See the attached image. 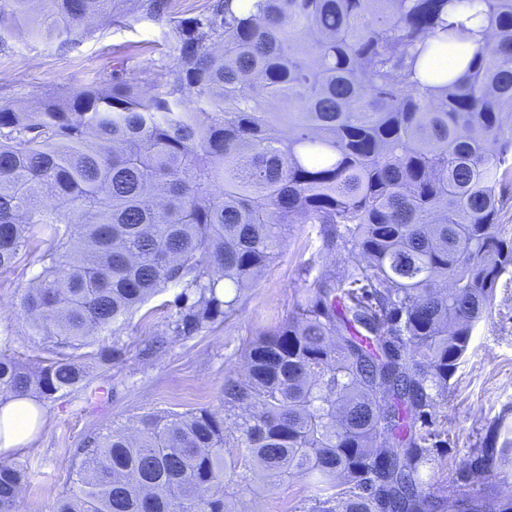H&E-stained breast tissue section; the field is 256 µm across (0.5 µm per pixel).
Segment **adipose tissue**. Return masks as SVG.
<instances>
[{"mask_svg":"<svg viewBox=\"0 0 512 512\" xmlns=\"http://www.w3.org/2000/svg\"><path fill=\"white\" fill-rule=\"evenodd\" d=\"M45 425L41 407L26 395H0V457L24 453Z\"/></svg>","mask_w":512,"mask_h":512,"instance_id":"obj_1","label":"adipose tissue"}]
</instances>
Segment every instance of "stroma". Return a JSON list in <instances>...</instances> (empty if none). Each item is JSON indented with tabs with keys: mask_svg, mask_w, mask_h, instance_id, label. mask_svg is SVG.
<instances>
[{
	"mask_svg": "<svg viewBox=\"0 0 512 512\" xmlns=\"http://www.w3.org/2000/svg\"><path fill=\"white\" fill-rule=\"evenodd\" d=\"M138 0H116L114 21L93 32L70 35L65 46L17 34L0 38V104H35L78 88L103 86L121 67L129 81L149 88L170 64L173 33L143 17ZM341 252L322 251L310 224L286 231L278 259L245 291L238 312L221 328L191 336L175 335L166 305L167 289L153 297L120 336L105 332L76 350L89 365L87 389L43 401L46 425L16 461L29 475L16 512H51L62 494L75 492L72 453L90 433L132 422L146 412H186L221 408L224 379L243 373L241 352L251 335L278 325L290 310L307 275L342 264ZM36 269L19 262L0 271V352L24 364L50 357L52 345L20 310ZM119 342L118 360L99 361L101 348ZM512 426V266L501 275L493 303L477 325L470 349L448 382V406L437 428L447 430L446 446L423 478L443 487L463 460L484 445L491 423ZM305 480L271 481L261 495L236 491L239 512H302L314 496Z\"/></svg>",
	"mask_w": 512,
	"mask_h": 512,
	"instance_id": "obj_1",
	"label": "stroma"
}]
</instances>
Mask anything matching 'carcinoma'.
Wrapping results in <instances>:
<instances>
[{"instance_id": "1", "label": "carcinoma", "mask_w": 512, "mask_h": 512, "mask_svg": "<svg viewBox=\"0 0 512 512\" xmlns=\"http://www.w3.org/2000/svg\"><path fill=\"white\" fill-rule=\"evenodd\" d=\"M115 0H0V36L50 42L112 18ZM169 22V0H141ZM172 63L144 91L120 74L35 107L0 105V269L40 266L21 311L55 358L0 353V395L50 399L88 371L70 350L117 335L178 288L191 336L238 311L316 224L343 265L297 291L243 350L224 407L145 413L74 449L78 492L53 512H234L302 478L308 512H512L474 493L512 463V430L431 490L448 380L512 265V0H212L176 25ZM475 45L458 73L429 60ZM25 469L0 460V512Z\"/></svg>"}]
</instances>
